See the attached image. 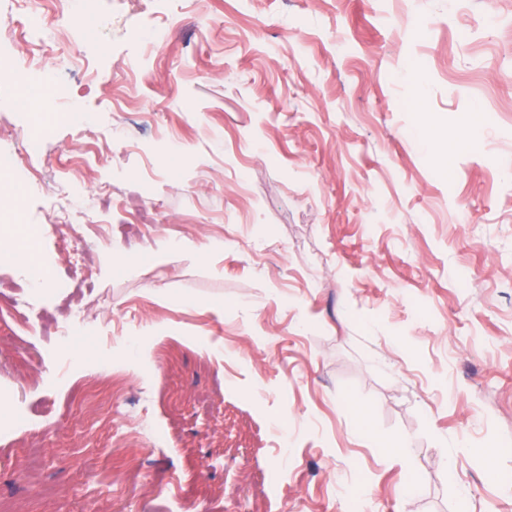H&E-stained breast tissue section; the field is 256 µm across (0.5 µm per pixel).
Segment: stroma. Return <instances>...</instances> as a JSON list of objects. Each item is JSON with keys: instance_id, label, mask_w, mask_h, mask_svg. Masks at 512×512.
<instances>
[{"instance_id": "35a3bbf8", "label": "stroma", "mask_w": 512, "mask_h": 512, "mask_svg": "<svg viewBox=\"0 0 512 512\" xmlns=\"http://www.w3.org/2000/svg\"><path fill=\"white\" fill-rule=\"evenodd\" d=\"M96 14L44 7L32 50L69 60L51 107L94 124L74 173L112 234L78 227L74 293L40 240L38 332L0 311L5 512H512V0ZM79 139L10 187L29 223L62 224ZM54 4L62 24L60 26L90 28L96 21L93 5L89 0H49Z\"/></svg>"}]
</instances>
